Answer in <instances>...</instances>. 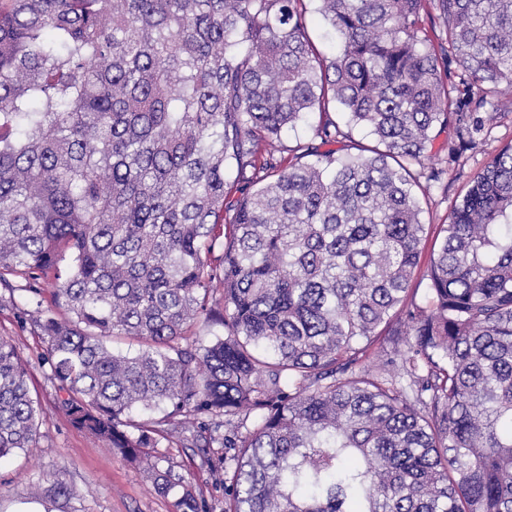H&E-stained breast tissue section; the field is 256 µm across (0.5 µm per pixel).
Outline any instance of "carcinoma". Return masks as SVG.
<instances>
[{"mask_svg":"<svg viewBox=\"0 0 512 512\" xmlns=\"http://www.w3.org/2000/svg\"><path fill=\"white\" fill-rule=\"evenodd\" d=\"M300 2L0 0V284L27 281L62 410L129 463L224 428V512H512V145L449 214L424 303L411 172L447 129L481 143L474 91L512 108V0H318L330 60ZM429 4L457 83L421 48ZM336 108L383 149H322L327 120L283 161V129ZM38 415L0 336V459ZM153 486L204 512L172 467ZM319 3L316 0H304L302 6L306 11L308 32L315 48L325 57L338 53L340 43L327 35V29L322 17L317 13Z\"/></svg>","mask_w":512,"mask_h":512,"instance_id":"cac0c4a2","label":"carcinoma"}]
</instances>
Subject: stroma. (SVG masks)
<instances>
[{
    "label": "stroma",
    "mask_w": 512,
    "mask_h": 512,
    "mask_svg": "<svg viewBox=\"0 0 512 512\" xmlns=\"http://www.w3.org/2000/svg\"><path fill=\"white\" fill-rule=\"evenodd\" d=\"M487 135L475 149L450 157L444 138L426 159V167L440 169L439 180L422 183L417 194L422 221L429 227L413 286L425 297L430 286L428 268L437 235L456 203L469 188L471 177L504 146L512 144V112L482 107ZM12 289L0 287V336L10 337L27 363V382L39 403L38 435L29 447L0 462V512H18L36 504L42 512H173L171 498L157 494L147 467H136L110 452L99 440L72 424L59 406L61 394L50 378L46 343L29 313L21 279ZM155 454L159 468H173L206 505V512H224V470L215 466L222 451L209 435L191 428L182 437L161 441ZM63 480L68 494L54 490Z\"/></svg>",
    "instance_id": "stroma-1"
}]
</instances>
